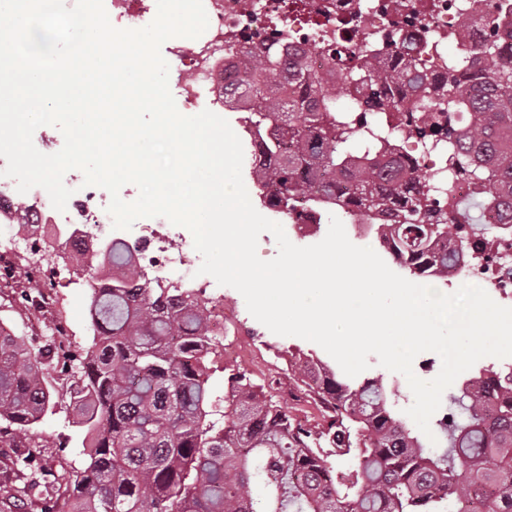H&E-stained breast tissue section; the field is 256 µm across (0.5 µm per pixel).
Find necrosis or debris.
I'll list each match as a JSON object with an SVG mask.
<instances>
[{
	"label": "necrosis or debris",
	"mask_w": 512,
	"mask_h": 512,
	"mask_svg": "<svg viewBox=\"0 0 512 512\" xmlns=\"http://www.w3.org/2000/svg\"><path fill=\"white\" fill-rule=\"evenodd\" d=\"M202 2L208 17L203 35L171 40L166 50L169 77L185 108L195 112L223 107L224 71L234 63L233 52L239 48L258 54L274 51L287 59L305 55L310 74L335 81L340 74L324 55L325 45L359 51L387 35L394 43L412 45L420 52L431 75L442 74L449 61H457L458 78L468 87L486 78V64L474 63L473 58L482 49L484 21L492 16L500 33L496 59L512 63V20L496 16V0H468L474 25L465 30L458 27L457 0H298L296 10L290 9L289 0ZM451 39L457 44L452 56L445 51ZM376 115L402 160L447 173V150L408 135L411 113L387 104ZM5 165L0 158V224L23 220L42 226L43 232L32 237L18 232L1 240L0 265H12L21 256L22 245L37 246L77 228L94 233L112 224L109 196L101 187L85 185L82 175L65 176L64 183L73 194L60 212L39 193L19 200L13 178L3 174ZM158 224L165 227V234L138 221L118 239L135 249L139 265L149 276L162 281L188 276L183 249L193 245V238L168 219H159Z\"/></svg>",
	"instance_id": "4bbe7bcc"
}]
</instances>
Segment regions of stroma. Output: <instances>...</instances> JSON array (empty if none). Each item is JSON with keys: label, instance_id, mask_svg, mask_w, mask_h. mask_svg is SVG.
Here are the masks:
<instances>
[{"label": "stroma", "instance_id": "35a3bbf8", "mask_svg": "<svg viewBox=\"0 0 512 512\" xmlns=\"http://www.w3.org/2000/svg\"><path fill=\"white\" fill-rule=\"evenodd\" d=\"M29 261L37 266L40 274H52V284L45 290L50 300L45 306L22 311L10 306L11 292H1L0 324L18 335L38 340L55 338L72 354H81L92 339L88 314L90 271L73 273L49 251L30 255ZM214 293L221 296L222 302L213 312L224 317L216 367L243 369L265 385L281 380V388L273 392L275 400L299 419L320 421L319 407L309 398L304 385L294 379L288 364L303 354L324 356V349L299 337L279 336L269 331L252 317L243 296L234 288L219 285ZM38 434L35 454L53 472L81 464L79 429L68 404L58 405L47 413L38 426Z\"/></svg>", "mask_w": 512, "mask_h": 512}]
</instances>
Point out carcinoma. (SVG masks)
Here are the masks:
<instances>
[{"label":"carcinoma","instance_id":"cac0c4a2","mask_svg":"<svg viewBox=\"0 0 512 512\" xmlns=\"http://www.w3.org/2000/svg\"><path fill=\"white\" fill-rule=\"evenodd\" d=\"M241 56L224 99L245 89L249 123L265 129L253 169L261 195L272 205L320 196L376 216L384 247L410 275L466 283L442 246L492 234L471 206L512 210V64H494L484 83L463 88L454 62L432 82L409 53L336 52L345 77L329 85L275 53ZM365 72L372 101L417 92L448 99L446 123L424 114L417 122L448 136V181L478 182L474 204H456L468 229L448 223L432 186L395 156L376 119L359 129L336 110V92ZM458 108L471 117L464 128ZM83 245L84 257L101 258L84 353L76 359L53 338L36 348L0 335V448L18 449L0 512L28 500L41 512H512L511 369L470 378L451 397L456 411L438 421L446 445L431 447L398 417L382 382L347 380L308 356L299 380L328 416L312 426L246 372L215 377L212 314L193 290L147 278L121 242ZM9 275L23 282L21 306L45 298L29 264ZM53 362L72 372L68 399L86 461L50 481L24 449L58 404L44 377Z\"/></svg>","mask_w":512,"mask_h":512}]
</instances>
